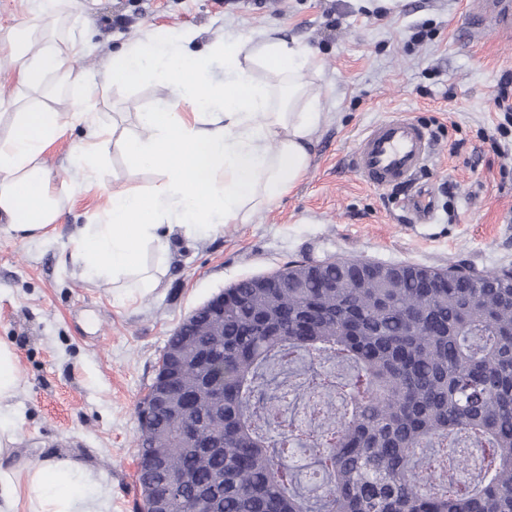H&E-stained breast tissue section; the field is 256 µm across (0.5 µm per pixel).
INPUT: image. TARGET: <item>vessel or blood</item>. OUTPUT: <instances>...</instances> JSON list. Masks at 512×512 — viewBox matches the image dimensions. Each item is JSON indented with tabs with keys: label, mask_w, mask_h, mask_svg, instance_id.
I'll list each match as a JSON object with an SVG mask.
<instances>
[{
	"label": "vessel or blood",
	"mask_w": 512,
	"mask_h": 512,
	"mask_svg": "<svg viewBox=\"0 0 512 512\" xmlns=\"http://www.w3.org/2000/svg\"><path fill=\"white\" fill-rule=\"evenodd\" d=\"M467 22L477 31L491 28L512 35V0H469ZM432 153V135L425 125L407 118L382 120L358 137L352 168L366 184L386 188L411 181Z\"/></svg>",
	"instance_id": "b4317fda"
}]
</instances>
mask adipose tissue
Listing matches in <instances>:
<instances>
[{
    "mask_svg": "<svg viewBox=\"0 0 512 512\" xmlns=\"http://www.w3.org/2000/svg\"><path fill=\"white\" fill-rule=\"evenodd\" d=\"M196 30L135 39L112 63L89 79L67 65L68 55L20 30L0 50L22 87L49 93V80L106 88L145 77L168 91L165 106L140 115V129L124 135L121 151L132 170L151 168L162 181L148 191L111 187L104 168L88 162L104 142V129L88 122L86 137L72 153L74 165L105 196V220L83 228L74 257L85 276L121 283L128 292H148L158 279L142 263L146 247L166 253L169 237L216 233L227 224L249 223L253 215L289 192L308 170L324 114L319 93L304 80L317 71L316 55L264 35L235 41L213 39L194 50ZM223 59L224 78L214 80L212 60ZM11 107V127L0 138V223L27 240L45 237L77 181L53 173L43 153L76 120L73 112L46 109L41 102L0 99ZM19 367L12 346L0 340V455L9 454L20 430L8 410ZM104 493L90 485L72 461L48 460L21 471L0 468V512H106Z\"/></svg>",
    "mask_w": 512,
    "mask_h": 512,
    "instance_id": "obj_1",
    "label": "adipose tissue"
}]
</instances>
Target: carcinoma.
Here are the masks:
<instances>
[{
  "label": "carcinoma",
  "instance_id": "obj_1",
  "mask_svg": "<svg viewBox=\"0 0 512 512\" xmlns=\"http://www.w3.org/2000/svg\"><path fill=\"white\" fill-rule=\"evenodd\" d=\"M368 265L322 288L290 262L298 288L225 289L222 335L205 311L174 331L172 401L199 404L139 419L143 501L181 478L168 512H512V279Z\"/></svg>",
  "mask_w": 512,
  "mask_h": 512
}]
</instances>
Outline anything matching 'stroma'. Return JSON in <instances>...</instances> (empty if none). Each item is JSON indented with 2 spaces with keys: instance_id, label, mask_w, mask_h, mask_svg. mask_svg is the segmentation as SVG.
<instances>
[{
  "instance_id": "obj_1",
  "label": "stroma",
  "mask_w": 512,
  "mask_h": 512,
  "mask_svg": "<svg viewBox=\"0 0 512 512\" xmlns=\"http://www.w3.org/2000/svg\"><path fill=\"white\" fill-rule=\"evenodd\" d=\"M466 0H71L55 44L86 39L74 65L96 74L144 31L193 28L201 42L221 35L279 36L314 49V84L326 113L303 180L252 223L217 234L172 238L154 290L118 296L82 276L72 240L103 220L92 183L68 203L49 239L29 242L0 231V339L19 365L11 410L22 422L14 450L0 460L25 467L47 459L80 463L110 491L109 512H136L137 406L166 342L195 309L238 281L268 275L293 260L359 258L435 270H512V166L491 149L501 116L494 98L512 75V39H475ZM42 37L33 0H0V37L17 28ZM165 95L151 82L119 84L93 97L60 90L52 107L90 113L118 133L138 131V115ZM407 117L436 140L409 184L376 189L352 172L350 158L371 123ZM115 185L151 189L156 171L132 172L116 145L102 159ZM431 202L422 218L413 201Z\"/></svg>"
}]
</instances>
